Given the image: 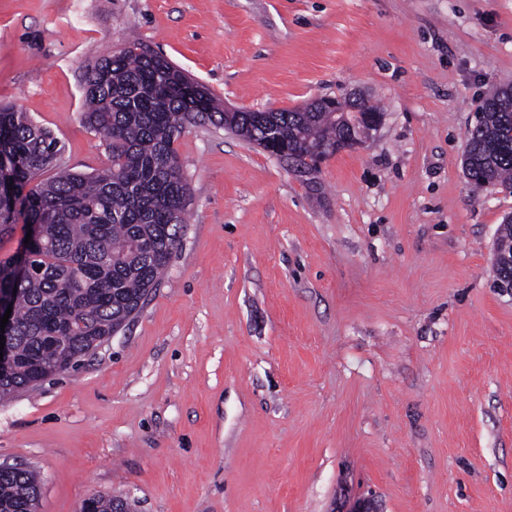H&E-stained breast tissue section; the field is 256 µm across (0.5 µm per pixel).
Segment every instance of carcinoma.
Listing matches in <instances>:
<instances>
[{
  "label": "carcinoma",
  "instance_id": "carcinoma-1",
  "mask_svg": "<svg viewBox=\"0 0 512 512\" xmlns=\"http://www.w3.org/2000/svg\"><path fill=\"white\" fill-rule=\"evenodd\" d=\"M183 73L138 40L112 53L106 73L83 74V122L100 136L108 165L93 174L62 163L64 147L16 107L0 108V235L24 216L30 242L0 261V297L12 306V354L0 366V398L33 388L73 368L107 341L145 304L180 245L191 194L174 143L186 125L229 118L260 142L270 130L303 150L351 134L321 101L302 110L225 112L206 91L202 111L175 94ZM466 132L463 169L476 184L512 195V83L479 106ZM56 174L42 180L49 169ZM498 250L512 257V216ZM39 481L30 469L0 475V512H36ZM89 512H132L119 496L91 497Z\"/></svg>",
  "mask_w": 512,
  "mask_h": 512
}]
</instances>
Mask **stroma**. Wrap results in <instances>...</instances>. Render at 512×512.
I'll return each instance as SVG.
<instances>
[{"mask_svg": "<svg viewBox=\"0 0 512 512\" xmlns=\"http://www.w3.org/2000/svg\"><path fill=\"white\" fill-rule=\"evenodd\" d=\"M137 36L228 110L359 91L368 142L299 172L208 122L164 281L80 364L0 401L37 512H512V196L463 172L512 80V0H0V105L107 165L83 73Z\"/></svg>", "mask_w": 512, "mask_h": 512, "instance_id": "obj_1", "label": "stroma"}]
</instances>
